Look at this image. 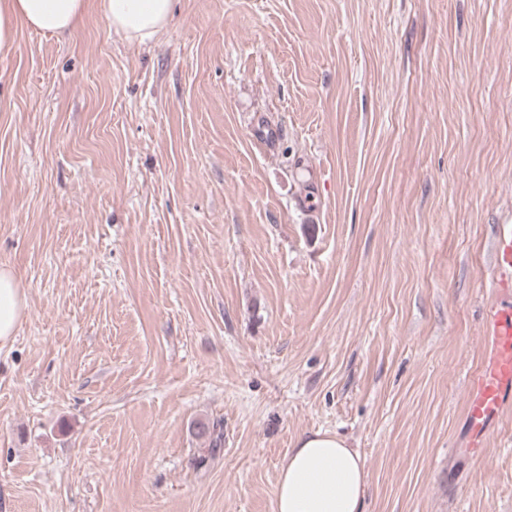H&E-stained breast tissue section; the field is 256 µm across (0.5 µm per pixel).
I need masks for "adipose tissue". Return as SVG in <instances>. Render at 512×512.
<instances>
[{
    "instance_id": "1",
    "label": "adipose tissue",
    "mask_w": 512,
    "mask_h": 512,
    "mask_svg": "<svg viewBox=\"0 0 512 512\" xmlns=\"http://www.w3.org/2000/svg\"><path fill=\"white\" fill-rule=\"evenodd\" d=\"M88 0H0V46L18 25L51 34L77 28ZM173 0H102L113 31L131 42L152 41L168 24ZM27 310L10 269L0 268V344L14 336ZM367 474L360 453L328 432L297 438L274 492V512H363Z\"/></svg>"
}]
</instances>
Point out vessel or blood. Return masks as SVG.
I'll return each instance as SVG.
<instances>
[{"mask_svg":"<svg viewBox=\"0 0 512 512\" xmlns=\"http://www.w3.org/2000/svg\"><path fill=\"white\" fill-rule=\"evenodd\" d=\"M497 301L489 307L482 334L491 351L467 395L470 448L481 447L512 400V225L499 228L495 248Z\"/></svg>","mask_w":512,"mask_h":512,"instance_id":"obj_1","label":"vessel or blood"}]
</instances>
